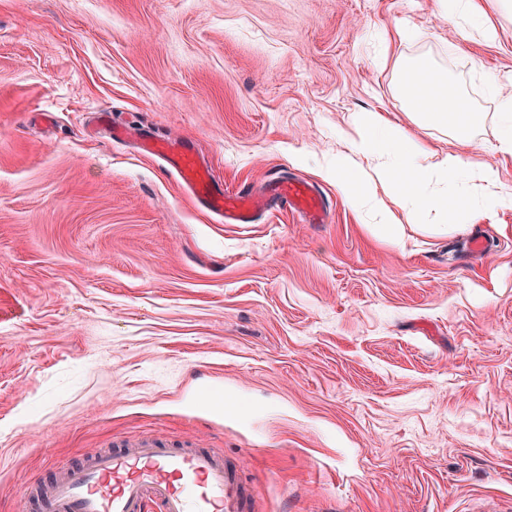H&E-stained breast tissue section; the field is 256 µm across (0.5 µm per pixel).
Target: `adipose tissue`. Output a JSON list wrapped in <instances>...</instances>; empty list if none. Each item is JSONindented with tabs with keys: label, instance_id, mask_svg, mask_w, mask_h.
<instances>
[{
	"label": "adipose tissue",
	"instance_id": "1",
	"mask_svg": "<svg viewBox=\"0 0 512 512\" xmlns=\"http://www.w3.org/2000/svg\"><path fill=\"white\" fill-rule=\"evenodd\" d=\"M436 5L451 22L456 41L497 40L498 31L479 0H436ZM400 72L408 85L403 97L410 121L422 128L448 129L460 148L429 162V150L402 125L379 112L358 113L348 154L337 156L327 173L348 201L371 215L372 233L402 242L392 212L396 206L434 216L457 233L468 231L490 207L512 208V193L498 191V167L474 164L468 153L486 113L462 107V95L448 88L430 59L402 66Z\"/></svg>",
	"mask_w": 512,
	"mask_h": 512
}]
</instances>
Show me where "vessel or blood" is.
Returning <instances> with one entry per match:
<instances>
[{
  "instance_id": "b4317fda",
  "label": "vessel or blood",
  "mask_w": 512,
  "mask_h": 512,
  "mask_svg": "<svg viewBox=\"0 0 512 512\" xmlns=\"http://www.w3.org/2000/svg\"><path fill=\"white\" fill-rule=\"evenodd\" d=\"M98 125L114 143L133 144L144 156L162 157L196 203L227 224L254 223L279 203L320 221L324 201L301 180L271 178L265 192L225 189L201 162L192 141L171 143L143 125L119 122L111 113ZM53 477L27 486L23 501L37 500L42 512H243L244 487L223 452L179 445L155 435L125 440L83 461L53 465Z\"/></svg>"
}]
</instances>
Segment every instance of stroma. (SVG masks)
<instances>
[{
    "label": "stroma",
    "instance_id": "1",
    "mask_svg": "<svg viewBox=\"0 0 512 512\" xmlns=\"http://www.w3.org/2000/svg\"><path fill=\"white\" fill-rule=\"evenodd\" d=\"M487 10L497 40L454 47L435 0H0V512L142 433L223 451L246 512H512V208L466 234L395 209L400 248L325 171L358 112L455 148L406 116L398 64L428 57L512 189L483 84L512 90V12ZM104 110L225 187L306 179L325 222L220 223L88 137Z\"/></svg>",
    "mask_w": 512,
    "mask_h": 512
}]
</instances>
